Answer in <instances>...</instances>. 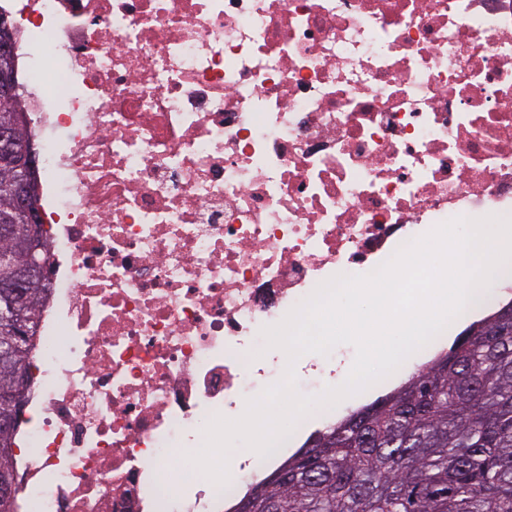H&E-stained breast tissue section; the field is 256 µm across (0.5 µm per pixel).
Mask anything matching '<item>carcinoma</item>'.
<instances>
[{"label":"carcinoma","mask_w":512,"mask_h":512,"mask_svg":"<svg viewBox=\"0 0 512 512\" xmlns=\"http://www.w3.org/2000/svg\"><path fill=\"white\" fill-rule=\"evenodd\" d=\"M30 145L20 96L0 99V126ZM22 178L0 163V283L50 244L26 233L11 189ZM47 277L34 275L18 302L0 288V423L12 416L4 395L28 400L30 352ZM17 322L24 331L9 343ZM26 380L17 386V376ZM17 426H0V476L14 478ZM243 504L249 512H512V302L473 322L398 390L313 435Z\"/></svg>","instance_id":"cac0c4a2"}]
</instances>
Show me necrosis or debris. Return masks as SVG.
I'll use <instances>...</instances> for the list:
<instances>
[{
	"label": "necrosis or debris",
	"instance_id": "obj_1",
	"mask_svg": "<svg viewBox=\"0 0 512 512\" xmlns=\"http://www.w3.org/2000/svg\"><path fill=\"white\" fill-rule=\"evenodd\" d=\"M51 243L11 512H234L183 462L282 379L263 327L512 210V0H0ZM297 382H343L307 354Z\"/></svg>",
	"mask_w": 512,
	"mask_h": 512
}]
</instances>
